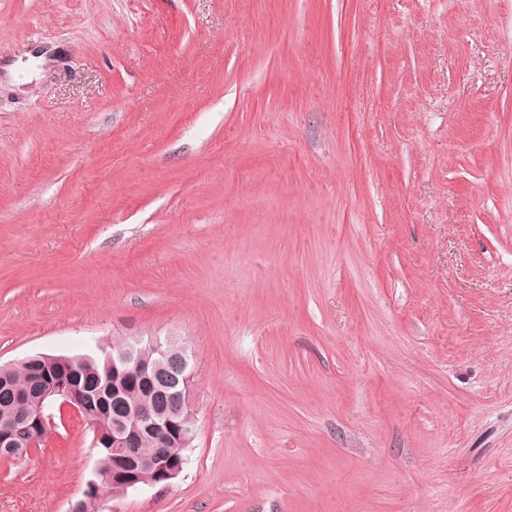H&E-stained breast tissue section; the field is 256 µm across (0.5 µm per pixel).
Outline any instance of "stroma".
I'll list each match as a JSON object with an SVG mask.
<instances>
[{
	"label": "stroma",
	"mask_w": 512,
	"mask_h": 512,
	"mask_svg": "<svg viewBox=\"0 0 512 512\" xmlns=\"http://www.w3.org/2000/svg\"><path fill=\"white\" fill-rule=\"evenodd\" d=\"M149 337L195 439L98 512H512V0H0V365ZM175 347H184L188 353L189 350L178 343H172ZM137 348L141 354L150 361L154 362L160 359V355L167 359L172 364V371L163 380L164 388L171 391L172 395L178 402V411L186 404V400L182 395V387L188 389L191 379L194 377V370L190 363L189 356L186 350L180 352H172L166 346L162 350L157 349L160 355L154 349V340L150 339L145 342H138Z\"/></svg>",
	"instance_id": "stroma-1"
}]
</instances>
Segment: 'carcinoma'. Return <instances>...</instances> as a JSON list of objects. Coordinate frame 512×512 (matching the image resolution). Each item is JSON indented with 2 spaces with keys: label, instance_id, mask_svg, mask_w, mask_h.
<instances>
[{
  "label": "carcinoma",
  "instance_id": "obj_1",
  "mask_svg": "<svg viewBox=\"0 0 512 512\" xmlns=\"http://www.w3.org/2000/svg\"><path fill=\"white\" fill-rule=\"evenodd\" d=\"M118 355L119 350L109 345H100L93 352L73 356L35 354L6 367L4 377H0V419L12 422L14 447H0V458L19 457L20 452L39 437L40 432L31 428L26 421L29 411L41 405L47 411L54 409L49 401L42 399L40 380L52 377L58 381H68L76 375L86 391H100L106 398V413L101 416L90 414L86 419L91 422L93 434V476L104 487L112 488L107 473L112 468V426L115 418L125 421L143 405L162 413L169 412L171 408L169 396L147 385L131 364L123 366L122 377L115 380L106 378V366ZM173 419L184 433L181 441H168L146 433L138 442L143 485L155 479V469L160 461L172 459L182 465L186 464L185 451L195 436L196 420L190 408L179 415H173Z\"/></svg>",
  "mask_w": 512,
  "mask_h": 512
}]
</instances>
